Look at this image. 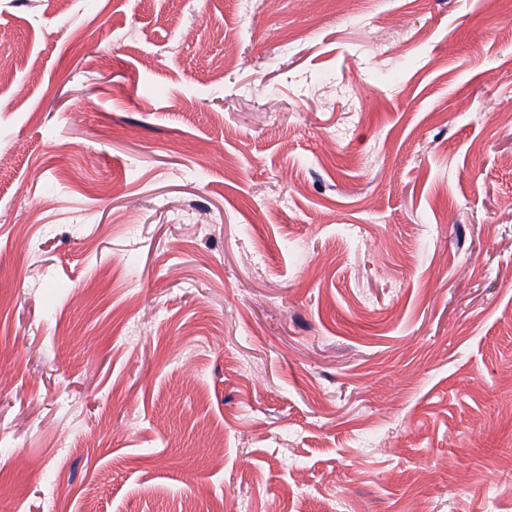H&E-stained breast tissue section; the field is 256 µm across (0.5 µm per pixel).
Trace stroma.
Listing matches in <instances>:
<instances>
[{
    "instance_id": "stroma-1",
    "label": "stroma",
    "mask_w": 512,
    "mask_h": 512,
    "mask_svg": "<svg viewBox=\"0 0 512 512\" xmlns=\"http://www.w3.org/2000/svg\"><path fill=\"white\" fill-rule=\"evenodd\" d=\"M253 2L0 0V512H512V0Z\"/></svg>"
}]
</instances>
